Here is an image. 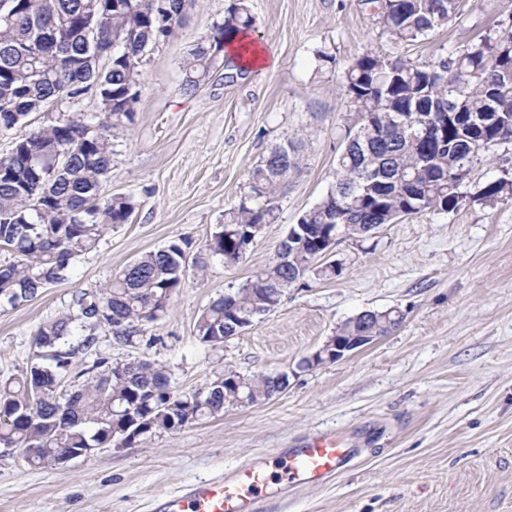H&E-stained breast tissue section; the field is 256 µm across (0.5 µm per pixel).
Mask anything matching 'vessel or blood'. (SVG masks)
I'll list each match as a JSON object with an SVG mask.
<instances>
[{
  "mask_svg": "<svg viewBox=\"0 0 512 512\" xmlns=\"http://www.w3.org/2000/svg\"><path fill=\"white\" fill-rule=\"evenodd\" d=\"M353 451L336 437L320 435L287 454L277 456L280 470L291 483H320L341 472ZM268 461L258 460L223 478L191 484L185 493H172L163 512H259L268 499L272 480Z\"/></svg>",
  "mask_w": 512,
  "mask_h": 512,
  "instance_id": "obj_1",
  "label": "vessel or blood"
}]
</instances>
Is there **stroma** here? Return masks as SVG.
I'll return each instance as SVG.
<instances>
[{"instance_id": "1", "label": "stroma", "mask_w": 512, "mask_h": 512, "mask_svg": "<svg viewBox=\"0 0 512 512\" xmlns=\"http://www.w3.org/2000/svg\"><path fill=\"white\" fill-rule=\"evenodd\" d=\"M228 3L197 0L181 27L144 57L134 121L114 141L102 187L106 198L133 196L136 209L76 257L67 280L19 306L0 305V377L25 370L35 329L70 311L75 294L179 239L198 254L247 192L250 171L274 145L297 136L306 167L243 258H211L205 276L188 277L135 343L102 332L93 347L112 363L140 357L166 364L181 394L224 368L284 374L288 386L263 403L57 467H32L17 449L0 447V512H160L165 494L325 434L343 437L356 457L320 484H282L266 512H512V202L476 198L486 183L512 177L511 143L489 146L473 163L453 211L341 242L333 255L339 276L301 280L222 347L201 343L195 330L203 308L267 266L299 216L335 183L346 66L369 45L413 60L465 48L512 16V0H464L460 17L410 44L396 43L360 0H248L256 18L250 36L272 67L234 78L226 59L187 94L182 59L222 22ZM321 50L335 64L319 61ZM99 110L95 91L64 94L52 115L32 114L25 128ZM393 307L403 322L389 335L302 369L338 326Z\"/></svg>"}]
</instances>
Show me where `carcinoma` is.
I'll list each match as a JSON object with an SVG mask.
<instances>
[{
    "label": "carcinoma",
    "mask_w": 512,
    "mask_h": 512,
    "mask_svg": "<svg viewBox=\"0 0 512 512\" xmlns=\"http://www.w3.org/2000/svg\"><path fill=\"white\" fill-rule=\"evenodd\" d=\"M92 0H16L9 22L0 21V131L11 130L33 112L66 93L95 90L100 112L66 123L50 122L21 138L19 151L32 165L0 174V249L17 260L0 263V303L12 307L36 298L65 279L72 261L96 249L115 224L128 222L133 197L100 198L112 169V141L133 122L126 109L129 91H139L144 51L170 37L180 25L178 0H167L170 26L160 35L154 0H111L96 15L104 37L122 39L105 68L89 66L84 22ZM384 30L399 43L416 42L460 15L462 0H362ZM246 0H234L211 35L197 41L182 63L183 88L193 93L211 76L213 51L254 27ZM348 106L344 148L336 183L292 226L288 252L258 271L232 294L230 312L219 297L196 322L201 343L224 340V325L255 307L277 308L288 288L306 275L331 279L336 265L321 263L302 242L301 230L324 226L340 240L363 239L365 224H392L420 213L449 212L463 197L465 178L487 144L512 142V24L462 50L440 52L421 61L389 57L367 48L342 76ZM463 119H448L453 102ZM302 139L275 145L251 171L248 192L224 212L204 252L184 268V240L147 252L126 265L105 286L79 293L75 310L40 324L35 354L18 375L0 377V445L20 448L40 468L62 453L100 448L118 440L130 446L141 438L177 431L192 420L236 407L227 381L241 378L239 396L254 405L272 398V377L223 369L201 390H171V373L157 361L139 359L107 365L96 358L76 377L84 381L59 392L76 355H91L99 332L129 343L141 326L158 321L166 309L158 299L173 296L189 275L203 276L207 260L237 262L236 242L276 218L287 179L302 174ZM46 191L42 208L29 205L31 188ZM478 198L512 201V178L487 183Z\"/></svg>",
    "instance_id": "1"
}]
</instances>
